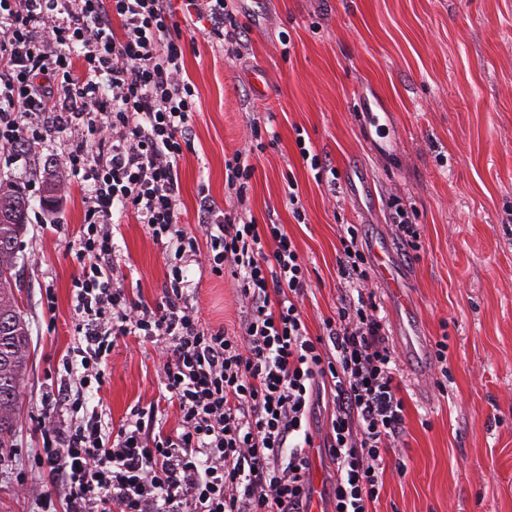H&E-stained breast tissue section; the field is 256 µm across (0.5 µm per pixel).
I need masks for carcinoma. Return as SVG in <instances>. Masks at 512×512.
<instances>
[{"instance_id": "carcinoma-1", "label": "carcinoma", "mask_w": 512, "mask_h": 512, "mask_svg": "<svg viewBox=\"0 0 512 512\" xmlns=\"http://www.w3.org/2000/svg\"><path fill=\"white\" fill-rule=\"evenodd\" d=\"M60 178L44 181L43 198L57 201ZM28 197L11 181L0 180V448L12 446L21 386L29 358V326L19 302L18 245L28 223Z\"/></svg>"}]
</instances>
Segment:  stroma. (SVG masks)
<instances>
[{
    "mask_svg": "<svg viewBox=\"0 0 512 512\" xmlns=\"http://www.w3.org/2000/svg\"><path fill=\"white\" fill-rule=\"evenodd\" d=\"M235 14L248 42L241 56L208 38L204 21L186 42L195 110L179 162L180 225L200 234L203 191L221 209L242 205L256 223L282 225L308 263L303 310L315 335L344 293L336 257L348 225L364 250L388 245L413 304L402 312L375 287L385 333L400 349L412 317L426 344L399 357L407 433L387 452L377 512H512V0H237ZM256 123L270 135L260 151L250 148ZM69 148L58 129L23 156L0 155V178L29 199L18 269L31 334L13 445L0 448V512H44L41 497L55 490L36 463L37 417L78 337L72 281L80 265L71 245L87 232L89 186L67 171L54 210L42 196L47 170ZM304 148L335 170V184L315 180ZM239 150L254 168L242 204L224 190V161ZM292 178L302 224L288 204ZM399 209L415 224L420 250L402 244ZM113 220L124 288L160 302L173 248L133 212L114 211ZM183 271L202 325L238 330L236 280L194 263ZM159 378L150 342L118 339L103 385L84 391L86 406L114 426L134 407L153 406L158 425L174 432L179 414ZM330 412L319 404L310 424L311 476L325 491L336 478ZM21 477L28 493L18 489Z\"/></svg>",
    "mask_w": 512,
    "mask_h": 512,
    "instance_id": "35a3bbf8",
    "label": "stroma"
}]
</instances>
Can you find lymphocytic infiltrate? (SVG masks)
<instances>
[{
  "mask_svg": "<svg viewBox=\"0 0 512 512\" xmlns=\"http://www.w3.org/2000/svg\"><path fill=\"white\" fill-rule=\"evenodd\" d=\"M177 0H0V154L21 155L53 129L69 130L61 162L89 182L88 233L76 252L77 330L65 372L80 387L103 382L117 339L156 343L161 382L180 431L156 429L153 411L132 410L118 428L98 413L67 424L70 388L47 395L38 427L40 463L62 490L64 512H309V431L315 400L329 394L334 512H375L385 455L407 431L397 356L366 284L370 271L355 226L340 240L336 271L350 285L325 332L304 319L309 270L280 225L218 213L208 195L197 212L206 237L177 222L178 161L194 110L184 79L185 33ZM211 38L239 50L232 0H184ZM54 78L64 95L53 98ZM39 115L33 127L26 116ZM95 125L106 160L89 154ZM133 211L155 240L174 241L163 300L148 305L122 282L112 210ZM205 256L230 271L244 308L240 332L203 327L190 303L184 263Z\"/></svg>",
  "mask_w": 512,
  "mask_h": 512,
  "instance_id": "obj_1",
  "label": "lymphocytic infiltrate"
}]
</instances>
